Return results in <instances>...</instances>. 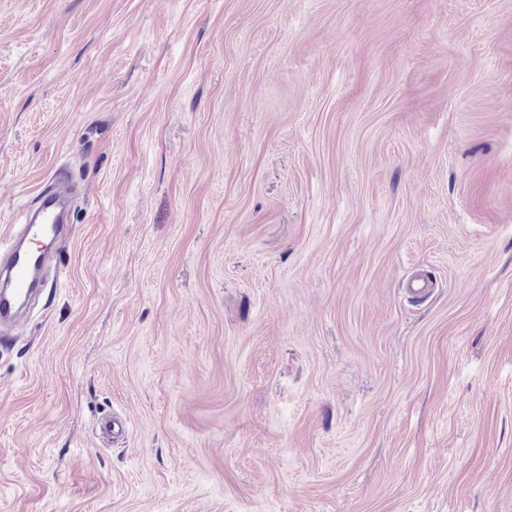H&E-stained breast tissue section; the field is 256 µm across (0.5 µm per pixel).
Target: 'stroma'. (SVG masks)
<instances>
[{
	"mask_svg": "<svg viewBox=\"0 0 512 512\" xmlns=\"http://www.w3.org/2000/svg\"><path fill=\"white\" fill-rule=\"evenodd\" d=\"M63 172L0 512H512V0H0V236Z\"/></svg>",
	"mask_w": 512,
	"mask_h": 512,
	"instance_id": "obj_1",
	"label": "stroma"
}]
</instances>
